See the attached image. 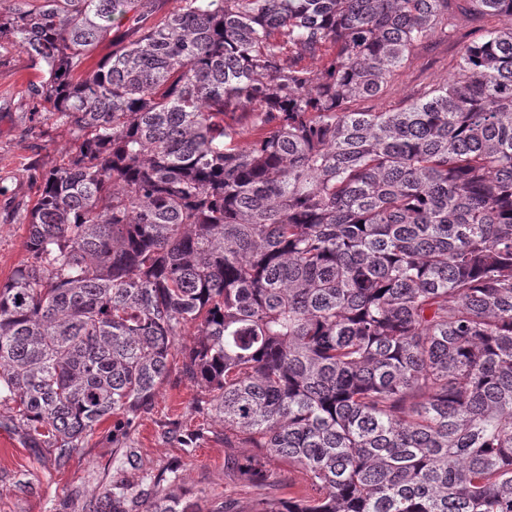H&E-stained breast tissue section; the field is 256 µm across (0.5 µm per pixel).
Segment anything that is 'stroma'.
Listing matches in <instances>:
<instances>
[{
	"label": "stroma",
	"mask_w": 512,
	"mask_h": 512,
	"mask_svg": "<svg viewBox=\"0 0 512 512\" xmlns=\"http://www.w3.org/2000/svg\"><path fill=\"white\" fill-rule=\"evenodd\" d=\"M494 24L490 17H458L454 34L435 36L417 46L383 92L360 101V108L398 109L428 87L445 82L456 70L461 41L473 30ZM36 76L23 49L11 45L0 49V284L30 259L25 248L27 227L16 223L17 212L33 206L41 172L61 164L66 147L73 143L68 129L34 119L36 102L28 85ZM203 396V387L171 371L150 410L139 416L126 439L128 447L138 452L134 467L113 445L108 420L63 467L38 449L26 447L19 433L0 429V512H86L90 503L116 486L123 487L127 496L140 495L147 475L175 459L182 472L180 480L171 484V493L197 497L203 512L223 499L234 501L239 512H251L257 491L225 458L223 420L196 409ZM173 428L201 432L192 454H181L169 434Z\"/></svg>",
	"instance_id": "1"
}]
</instances>
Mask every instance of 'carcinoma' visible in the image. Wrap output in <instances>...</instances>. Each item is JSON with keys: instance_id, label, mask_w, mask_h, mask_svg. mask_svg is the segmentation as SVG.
Masks as SVG:
<instances>
[{"instance_id": "carcinoma-1", "label": "carcinoma", "mask_w": 512, "mask_h": 512, "mask_svg": "<svg viewBox=\"0 0 512 512\" xmlns=\"http://www.w3.org/2000/svg\"><path fill=\"white\" fill-rule=\"evenodd\" d=\"M13 2L0 40L74 142L0 285V428L66 465L149 410L194 324L180 372L228 457L309 480L253 512H512V0ZM458 11L498 24L447 82L351 109ZM178 478L92 512H202ZM136 37L137 34L129 29L128 24L113 28L112 32L97 45L91 55L86 59L82 71L88 73L95 70L100 61L111 55L112 49L115 48L116 44L127 43ZM268 474L271 475V481L277 482V487L272 492L284 499L298 497L307 490L306 475L299 469L290 468L282 460L272 459L267 465Z\"/></svg>"}]
</instances>
